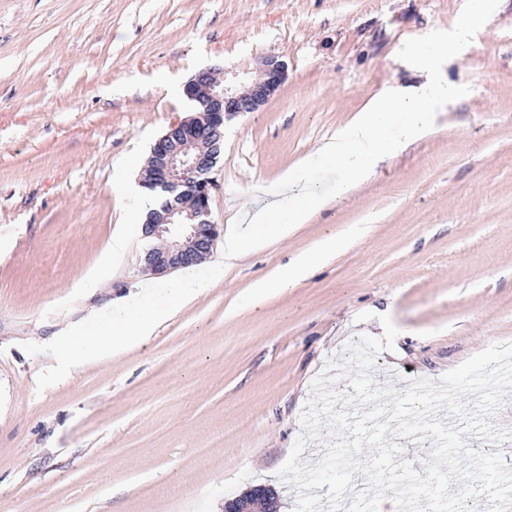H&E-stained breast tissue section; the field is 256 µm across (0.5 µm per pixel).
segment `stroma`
I'll use <instances>...</instances> for the list:
<instances>
[{"label": "stroma", "mask_w": 512, "mask_h": 512, "mask_svg": "<svg viewBox=\"0 0 512 512\" xmlns=\"http://www.w3.org/2000/svg\"><path fill=\"white\" fill-rule=\"evenodd\" d=\"M465 0H0V512H222L278 478L314 379L349 343L399 334L370 375L405 390L512 342V0L442 67L466 96L370 179L285 238L226 265L129 354L38 390L40 343L144 279L126 187L204 67L243 88L279 57L287 78L224 127L212 219L227 230L384 87L420 88L403 43L451 29ZM125 255L97 271L116 234ZM309 274L266 293L298 256ZM371 318L358 322L360 313ZM334 243L323 245L307 255L299 258L293 266L288 268L287 281H294L303 277L309 268L320 262L324 255L332 251Z\"/></svg>", "instance_id": "obj_1"}]
</instances>
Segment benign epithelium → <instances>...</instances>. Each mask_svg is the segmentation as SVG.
<instances>
[{"instance_id": "obj_1", "label": "benign epithelium", "mask_w": 512, "mask_h": 512, "mask_svg": "<svg viewBox=\"0 0 512 512\" xmlns=\"http://www.w3.org/2000/svg\"><path fill=\"white\" fill-rule=\"evenodd\" d=\"M286 77V64L269 56L260 61L257 74L242 93L217 81L216 69L211 67L198 70L184 84V95L198 109L170 123L155 140L139 178L144 186L176 193L142 224L144 237L166 242L146 251L143 271L165 275L193 266L211 253L218 238L217 225L211 220L215 187L211 173L224 147V122L258 110Z\"/></svg>"}]
</instances>
